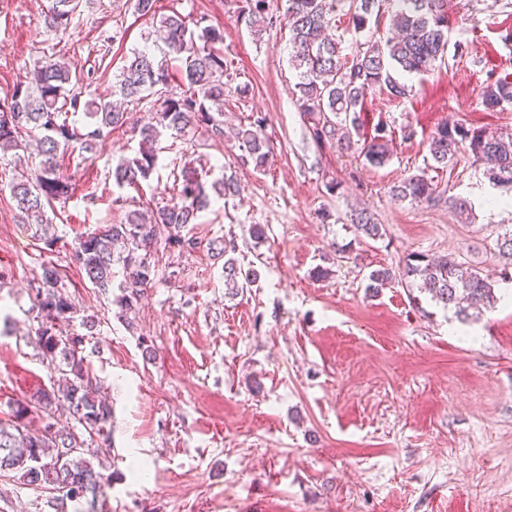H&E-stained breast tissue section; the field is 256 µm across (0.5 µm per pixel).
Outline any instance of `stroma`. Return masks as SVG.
Here are the masks:
<instances>
[{
	"mask_svg": "<svg viewBox=\"0 0 512 512\" xmlns=\"http://www.w3.org/2000/svg\"><path fill=\"white\" fill-rule=\"evenodd\" d=\"M50 0H0V100L26 67L51 54L91 78L85 99L106 98L132 50L154 47L153 21L133 0H83L67 30H47ZM238 0H157V14H206L224 30L232 75L224 91V139L163 136L164 151L141 191L109 174L138 139L117 130L89 159L65 161L73 186L49 217L53 247L33 238L10 194L18 169L0 160V425L15 401L50 388L54 371L34 341L28 288L42 265L63 277L77 308L90 376L112 408L98 456L112 476L108 512H512V283L468 319L420 288L392 282L370 295L366 277L412 253L449 254L490 273L497 235L512 231V191L493 187L483 162L459 156L431 165L429 140L454 123L512 132V104H481L490 81L512 74V0H458L444 63L401 74L410 96L370 91L366 128L386 121L391 157L381 167L307 139L295 95L288 34L255 40ZM261 116L273 162L244 163L239 126ZM210 160L240 187L183 234L195 249L158 245L157 276L133 326L70 260L78 237L124 216L115 197L170 200L174 163ZM444 187L413 205L391 189L412 174ZM336 190H329V182ZM468 200L469 217L450 206ZM368 211L381 239L359 237L351 214ZM266 229L254 242L250 225ZM234 237L242 266L259 272L238 295L224 286V256L210 241ZM332 270L312 277L316 266ZM96 316L86 329L83 316ZM154 359H147L146 349ZM0 512H53L47 494L0 476Z\"/></svg>",
	"mask_w": 512,
	"mask_h": 512,
	"instance_id": "obj_1",
	"label": "stroma"
}]
</instances>
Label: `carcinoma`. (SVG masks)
<instances>
[{
    "mask_svg": "<svg viewBox=\"0 0 512 512\" xmlns=\"http://www.w3.org/2000/svg\"><path fill=\"white\" fill-rule=\"evenodd\" d=\"M240 2L239 15L251 31L259 34L277 26L288 31L290 61L299 71L298 109L310 139L320 145L334 141L349 150L357 145L351 137L354 133L363 140L360 154L368 164L377 167L388 161L392 141L388 124L378 121L373 134L364 137L361 112L366 95L378 87L394 100L406 98L411 88L393 72L420 74L444 60L448 0H286L281 20L269 13L268 0ZM80 7L81 0H52L44 14L46 28L68 29ZM342 10L356 34L372 29V24L384 18L395 36L384 41L371 38L359 44L357 51L343 55L336 36L327 33ZM157 32L164 53L175 55L181 67L173 71L155 61L152 53L135 51L117 75L113 94L134 109L152 107L149 121L134 125L138 149L120 158L112 169L113 185L120 190H138L150 179L163 152L161 138L167 132L184 136L200 131L215 141L224 140V78L229 76L224 31L203 15L191 17L172 10L159 17ZM81 83L74 64L49 56L25 71L10 98L3 101L8 111L0 110V155L12 152L19 156L28 138L39 144V161L27 177L11 184V197L15 208L35 228L34 236L47 247L54 245L56 237L46 209L72 193L71 185L59 173L64 157L76 153L81 158L93 152L98 143L131 119V113L110 100L83 99ZM482 102L492 110L511 104L509 77L488 84ZM79 114L86 119L82 125L75 120ZM264 121L260 116L238 132L246 146V162L257 171L266 170L271 160L270 147L253 131V126ZM460 149L476 162H491L489 182L512 190V136L448 124L431 136L429 154L437 169L454 164ZM210 174L211 168L201 158L198 165L183 167L168 203L154 209L129 208L124 220L81 237L74 249L73 258L88 282L105 294L113 286L114 268L122 267L115 303L127 325H133L128 315L135 312L155 279L151 257L160 230L167 232L168 247L194 249L197 242L183 235L184 228L196 223L198 213L210 206L212 198L239 194L236 182L222 177L210 181ZM393 195L419 204L434 201L441 192L420 174L400 182ZM354 223L369 239L383 237L382 225L367 211L357 213ZM496 248L504 260L500 277L507 280L512 267V234L499 236ZM235 250L232 238L220 247L227 256L224 286L237 291L253 283L256 275L230 256ZM396 277L421 281L434 300L455 308L460 317L467 315L468 308L494 298L493 277L453 255L430 259L412 254L396 271L384 267L371 271L366 288L375 294ZM31 291L40 315L36 336L42 359L65 376V384L16 402L14 424L0 426V474H11L23 485L52 494L56 512H68L70 504L75 512H96L95 504L104 499L112 479L102 472L90 440L108 437L111 407L93 394V380L81 355L82 338L62 328L74 318L76 306L56 269L43 267ZM63 415L71 426L61 430L56 424ZM35 419L42 427L33 431L29 424Z\"/></svg>",
    "mask_w": 512,
    "mask_h": 512,
    "instance_id": "cac0c4a2",
    "label": "carcinoma"
}]
</instances>
